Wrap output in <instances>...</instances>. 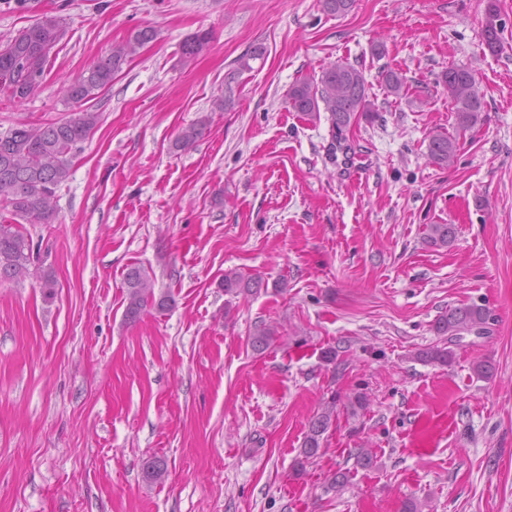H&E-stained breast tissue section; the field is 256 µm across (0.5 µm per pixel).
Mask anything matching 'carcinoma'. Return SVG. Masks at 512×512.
<instances>
[{
  "label": "carcinoma",
  "instance_id": "obj_1",
  "mask_svg": "<svg viewBox=\"0 0 512 512\" xmlns=\"http://www.w3.org/2000/svg\"><path fill=\"white\" fill-rule=\"evenodd\" d=\"M322 10L330 14H346L354 0H319ZM502 23L499 22L497 0H486L485 23L480 39L494 54L501 48ZM65 36L62 19L44 16L34 25L22 30L0 48V85L10 96L19 101L31 96L38 88L45 72L51 49ZM157 37L151 28L138 29L127 40L112 47V52L88 68L79 79L65 88V98L72 104H84L95 92L112 82L123 65L137 50ZM210 42L207 32L197 33L181 46V59L189 63L199 56ZM263 48L257 47L237 60V66L224 75V97L214 101L222 110L230 102L233 88L240 77L252 70L250 61L262 58ZM387 93L395 98L406 95L407 81L395 70L382 75ZM441 83L448 94L456 117L457 129L466 132L482 120L483 95L468 69L453 67L441 76ZM288 103L296 112L310 119L329 113L331 142L328 152L336 155L351 150L346 133L354 120L371 111L364 72L355 65L337 60L321 70L320 75L305 78L288 89ZM100 114L83 110L64 121L44 126L19 123L0 133V203L11 214V219L0 221V280H18L31 274L33 253L30 240L21 231L24 224H51L56 216L57 189L70 176L74 152L97 126ZM208 126L204 117L183 128L174 140L177 150L192 146L203 136ZM428 156L440 167L454 164L458 140L446 132H436L429 138ZM455 236L452 224L426 225V241L433 246H446ZM127 288L125 317L134 322L147 308L163 311L170 307L173 298L168 293H155L154 280L149 272L138 265L127 268L124 276ZM263 286L261 279L237 271L224 273L221 287L227 295L250 293ZM490 319L489 310L476 304L454 307L439 316L433 325L438 336L453 339L464 334L482 335ZM275 325L256 329L251 337L255 351L267 349L277 338ZM416 358L430 363L449 365L453 352L447 347H432L416 354ZM338 399L331 396L321 411L308 424L301 455L308 461L319 455L327 433L336 416ZM367 393L357 391L347 396V408L352 414L368 409ZM167 464L160 458L146 462L144 477L151 483L165 480Z\"/></svg>",
  "mask_w": 512,
  "mask_h": 512
}]
</instances>
